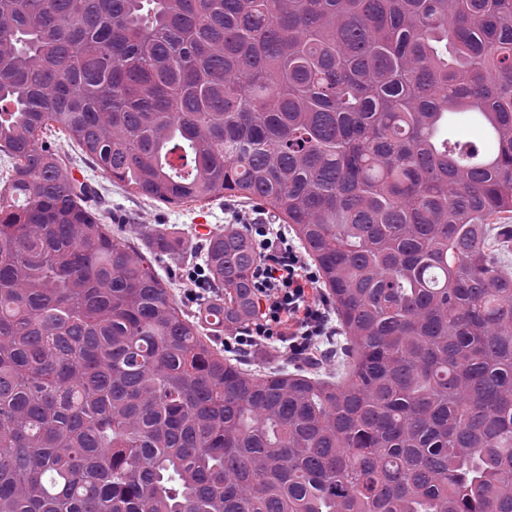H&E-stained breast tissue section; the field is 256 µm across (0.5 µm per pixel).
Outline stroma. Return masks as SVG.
Returning <instances> with one entry per match:
<instances>
[{"mask_svg":"<svg viewBox=\"0 0 512 512\" xmlns=\"http://www.w3.org/2000/svg\"><path fill=\"white\" fill-rule=\"evenodd\" d=\"M82 174L102 194L101 213L109 224L123 225L131 240H138L146 228L169 226L179 229L186 245V259L169 255L154 257L153 265L160 276L171 286L177 301L185 310H197L201 299L191 295V285L186 276L189 260L198 256L201 241L196 235L197 219H205L214 229H222L227 224H245L255 217L258 205H241L232 199H218L205 205L175 207L156 201H148L133 196L115 186L104 175L90 167H82Z\"/></svg>","mask_w":512,"mask_h":512,"instance_id":"35a3bbf8","label":"stroma"}]
</instances>
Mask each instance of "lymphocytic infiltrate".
I'll list each match as a JSON object with an SVG mask.
<instances>
[{"label":"lymphocytic infiltrate","instance_id":"1","mask_svg":"<svg viewBox=\"0 0 512 512\" xmlns=\"http://www.w3.org/2000/svg\"><path fill=\"white\" fill-rule=\"evenodd\" d=\"M249 229L261 254L255 282L260 314L225 339L226 348L245 352L277 336L287 341L289 358L313 354L323 337L336 333L316 273L309 271L303 253L286 236L261 222H251Z\"/></svg>","mask_w":512,"mask_h":512}]
</instances>
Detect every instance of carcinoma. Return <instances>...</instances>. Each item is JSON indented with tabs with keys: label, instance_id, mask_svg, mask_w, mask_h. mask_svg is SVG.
<instances>
[{
	"label": "carcinoma",
	"instance_id": "cac0c4a2",
	"mask_svg": "<svg viewBox=\"0 0 512 512\" xmlns=\"http://www.w3.org/2000/svg\"><path fill=\"white\" fill-rule=\"evenodd\" d=\"M61 140L262 205L341 372L224 356L249 234L188 313ZM0 153V512H512V0H0Z\"/></svg>",
	"mask_w": 512,
	"mask_h": 512
}]
</instances>
